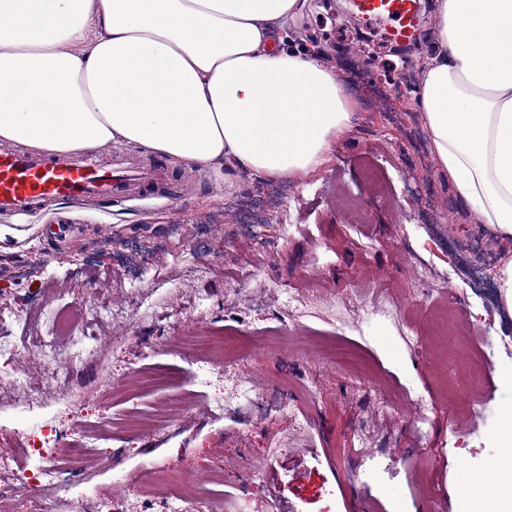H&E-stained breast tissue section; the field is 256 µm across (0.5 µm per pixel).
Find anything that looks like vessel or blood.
Segmentation results:
<instances>
[{
    "mask_svg": "<svg viewBox=\"0 0 512 512\" xmlns=\"http://www.w3.org/2000/svg\"><path fill=\"white\" fill-rule=\"evenodd\" d=\"M358 15L387 17L393 41H411L418 34V0H353ZM176 202L172 175L160 164L124 151L110 162L95 156L46 158L10 149L0 150V212L29 215L59 203L78 207L94 201L108 207L144 198Z\"/></svg>",
    "mask_w": 512,
    "mask_h": 512,
    "instance_id": "1",
    "label": "vessel or blood"
}]
</instances>
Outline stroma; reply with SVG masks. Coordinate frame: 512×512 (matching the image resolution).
Returning <instances> with one entry per match:
<instances>
[{"label":"stroma","instance_id":"obj_1","mask_svg":"<svg viewBox=\"0 0 512 512\" xmlns=\"http://www.w3.org/2000/svg\"><path fill=\"white\" fill-rule=\"evenodd\" d=\"M349 18V0H307L286 23L334 50L361 106L351 134L306 177L173 162V176L192 181L176 203L82 206L51 246L48 214L0 215L10 230L0 242V382L37 364L9 358V343L51 335L73 303L94 318L103 306L124 310L95 318L99 342L44 384L36 405L0 402V449L24 455L48 424L51 448L68 451L75 478L54 493V512H84L97 497L151 512L176 473L192 481L200 512L217 496L223 512H470L462 490L474 477L512 490V473L493 465L507 454L497 433L512 409V356L497 338L512 309L481 283L512 250L463 222L436 158L417 151L427 138L412 96L395 90L403 60L381 37L344 38ZM450 307L474 325L481 375L434 356V318ZM226 332L244 394L220 409L223 370L170 349ZM344 351L358 356L360 377L339 364ZM167 414L173 424L156 433L128 424ZM76 417L97 445L69 433ZM99 451L111 467L98 465Z\"/></svg>","mask_w":512,"mask_h":512}]
</instances>
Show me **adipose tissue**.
Here are the masks:
<instances>
[{
  "mask_svg": "<svg viewBox=\"0 0 512 512\" xmlns=\"http://www.w3.org/2000/svg\"><path fill=\"white\" fill-rule=\"evenodd\" d=\"M305 0H0V142L115 141L303 177L354 128L333 67L283 45ZM419 122L465 220L512 238V0H436Z\"/></svg>",
  "mask_w": 512,
  "mask_h": 512,
  "instance_id": "adipose-tissue-1",
  "label": "adipose tissue"
}]
</instances>
